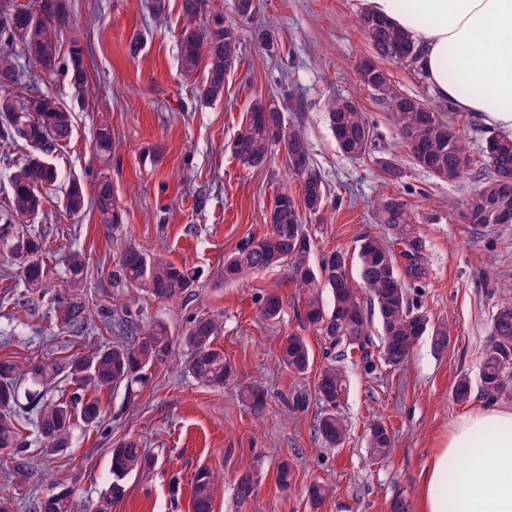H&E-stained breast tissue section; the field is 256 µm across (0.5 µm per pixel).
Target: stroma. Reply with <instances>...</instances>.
Returning a JSON list of instances; mask_svg holds the SVG:
<instances>
[{"label":"stroma","instance_id":"stroma-1","mask_svg":"<svg viewBox=\"0 0 512 512\" xmlns=\"http://www.w3.org/2000/svg\"><path fill=\"white\" fill-rule=\"evenodd\" d=\"M150 0H68L74 26L85 48L90 78L98 89L92 100H77L66 80L49 88L73 114V135L51 157L59 180L49 192L48 214L38 228L47 236L50 266L63 252L86 257L82 297L91 328L78 338L58 324L69 292L58 278L38 305L26 302L16 265L0 246V358L27 365L40 357L64 358L114 341L115 315L130 312L141 325L166 321L181 330L191 317L220 312L224 329L216 340L234 376L223 390L198 385L170 362L149 372L146 383L130 391L103 395L102 427L77 434L68 452L42 458L30 420H23L28 453L38 459L28 483L17 490L16 512H30L35 495L57 485L81 502L97 504L108 488L109 450L128 437L140 439L152 463L128 478L123 499L108 512H192L191 485L197 468L220 476L214 512H392L403 500L406 512H422L420 473L430 453L447 437L452 422L487 405L481 382V354L497 307L512 298V224L482 235L470 232L459 212L474 189L472 182L438 181L412 163L388 110L359 81L358 61L370 51L353 19L365 0H258L252 22L241 25L238 68L226 81L221 101L197 104L196 78L185 77L178 62L184 24L179 0H166L155 16ZM278 43L275 58L263 55L257 30ZM142 49L130 55L132 37ZM345 96L366 112L374 127L379 155L406 170L402 183L382 177L374 158L343 156L328 126L330 98ZM274 98L286 105L288 119L301 126L311 161L325 178L326 209L304 216L316 252L353 251L358 239L380 235L373 203L402 196L419 220L427 246L429 276L417 290L431 320L453 325V345L438 355L421 338L401 369L365 374L359 359L346 360L349 391L341 407L350 436L344 447L325 446L314 431L320 412L315 383L327 364L320 335L300 319L301 303L287 270L263 272L244 284L221 281L225 255L249 236L266 234L267 216L283 184L299 191L284 153L261 169L244 167L229 145L254 99ZM112 122V154L100 162L93 151L94 131L102 118ZM112 178L124 212L123 238L147 253L198 269L190 297L160 302L141 296L128 306L133 288L113 280L115 247L97 216H68L61 205L69 180L91 185L100 173ZM283 302L280 320L263 318L267 294ZM303 336L313 362L302 376L279 365L282 337ZM468 377L471 396L451 397L458 377ZM256 386L265 393L262 414H254L241 394ZM302 406H294V397ZM381 419L393 443L391 457L367 460L366 429ZM294 470L295 488L282 493L275 482L281 462ZM258 475L255 496L238 504L233 485L244 468ZM315 480L332 492L312 506L305 488Z\"/></svg>","mask_w":512,"mask_h":512}]
</instances>
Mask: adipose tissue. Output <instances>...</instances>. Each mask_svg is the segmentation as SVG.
<instances>
[{"mask_svg": "<svg viewBox=\"0 0 512 512\" xmlns=\"http://www.w3.org/2000/svg\"><path fill=\"white\" fill-rule=\"evenodd\" d=\"M407 31L433 94L484 128L512 135V0H367ZM467 466L448 481L451 460ZM423 512H512V407L453 423L422 473Z\"/></svg>", "mask_w": 512, "mask_h": 512, "instance_id": "adipose-tissue-1", "label": "adipose tissue"}]
</instances>
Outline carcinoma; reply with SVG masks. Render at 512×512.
Wrapping results in <instances>:
<instances>
[{
    "mask_svg": "<svg viewBox=\"0 0 512 512\" xmlns=\"http://www.w3.org/2000/svg\"><path fill=\"white\" fill-rule=\"evenodd\" d=\"M184 25L178 41L180 69L186 76L197 73L201 59L206 65L197 87L200 104L209 105L224 97L226 78L238 67L240 57L239 25L224 21L218 0H181ZM370 53L357 64L359 81L373 92L389 110L391 120L414 164L434 178L452 183L470 177L475 192L466 202L463 213L474 230L493 229L499 225L497 213L512 214V136L487 137L483 163L469 169L463 136L453 122L452 107L435 103L430 96L403 93L391 80L380 62L400 65L415 76L419 54L402 29L367 10L356 16ZM73 28L67 0H35V4L0 0V138L28 147L21 162L10 176V191L0 220L18 225L12 239L0 240L13 256L17 272L29 301L44 295L49 286L45 238L30 226L45 218L46 193L59 178L50 158L58 147L73 135L72 112L65 103L48 91H35L28 102L16 100L10 89L20 83L24 69L36 67L48 81L64 77L78 95H94L85 49L72 37L68 56L61 55V37ZM329 126L339 150L354 161L374 152L373 127L366 113L348 99L336 97L328 102ZM93 148L101 158L112 153V123L102 120L93 139ZM230 149L243 165L262 168L274 152L282 150L288 167L301 181V197L283 186L270 207L269 233L246 238L224 258V283H244L254 275L287 267L292 283L302 297V321L319 333L336 355L325 365L316 383V397L322 412L316 432L330 447H342L348 429L339 414L348 381L341 361L355 354L368 373L378 367L370 349L371 320L380 328L382 364L398 369L412 352L416 341L430 338L433 352L442 355L452 345L448 323L433 321L410 288L423 283L429 273L426 242L416 227L413 209L402 197L386 196L374 204L377 222L384 225V236L365 235L358 240L355 254L332 249L312 262L313 239L302 223L300 211L316 215L327 205V192L321 171L310 162L309 143L301 128L287 121L283 104L274 99H255L245 122L237 131ZM381 174L389 181H401L403 169L393 158L376 159ZM70 216H80L91 208L107 233L121 232L124 213L115 197L111 179L99 176L92 191L83 183L69 181L63 200ZM86 260L78 250L65 253L61 265L62 286L72 291L84 287ZM117 273L127 282L143 289L159 301L172 302L191 295L198 274L166 259L151 256L128 241L115 257ZM356 268L368 290L362 296L350 277ZM282 301L275 294L263 299L261 314L268 321L279 319ZM60 322L70 336L77 337L89 329V309L80 300L62 302ZM121 343L99 345L90 351L65 358H42L22 368L9 359L0 360V450H10L9 476L17 485L25 484L31 475L30 458L26 456L27 440L19 428L23 413L34 414V427L41 451L56 455L72 447L78 424L97 428L103 420L99 395L130 390L133 384L147 378V371L175 359L185 373L197 383L220 389L233 377L231 363L224 350L215 345L223 329L219 313L191 318L178 334L164 322L143 328L131 316L117 321ZM279 360L290 372L303 374L313 360L303 337L290 334L279 347ZM59 378L69 380L75 391L70 398L50 399L47 388ZM481 386L486 395L496 397L512 388V300L497 308L484 348ZM26 406H18L22 384ZM244 399L259 414L265 405L264 392L247 389ZM369 459L386 460L392 447L386 426L375 421L367 438ZM151 459L139 440L131 437L116 443L110 456L112 482L103 501L85 512H105V505L122 497L124 482L130 475L149 466ZM218 475L208 467H199L191 487L192 512H213ZM255 474L246 468L234 485L239 503H247L254 495ZM277 485L282 492L293 486V470L283 462L277 470ZM33 512H79L72 491L62 488L37 497Z\"/></svg>",
    "mask_w": 512,
    "mask_h": 512,
    "instance_id": "1",
    "label": "carcinoma"
}]
</instances>
